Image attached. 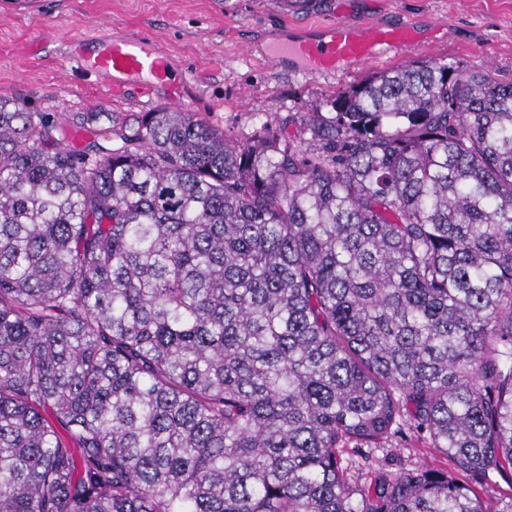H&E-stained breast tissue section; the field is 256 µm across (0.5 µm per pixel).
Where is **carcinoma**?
Here are the masks:
<instances>
[{
    "label": "carcinoma",
    "mask_w": 512,
    "mask_h": 512,
    "mask_svg": "<svg viewBox=\"0 0 512 512\" xmlns=\"http://www.w3.org/2000/svg\"><path fill=\"white\" fill-rule=\"evenodd\" d=\"M512 471V83L412 62L246 139L0 99V512H485ZM354 446L350 444L346 447L344 458L353 461V465L355 462L356 468L352 469L351 474L359 485H364L369 481L371 472L379 469L400 472L427 466L455 475L450 459L433 448L426 434H418L406 425L402 426V432L396 434L384 450L366 447L357 449ZM485 502L488 512H495L498 501L502 497L512 495V474L508 470L503 473L492 472L489 477L466 480Z\"/></svg>",
    "instance_id": "cac0c4a2"
}]
</instances>
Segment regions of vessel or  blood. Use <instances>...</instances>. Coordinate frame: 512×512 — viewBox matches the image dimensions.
<instances>
[{"mask_svg":"<svg viewBox=\"0 0 512 512\" xmlns=\"http://www.w3.org/2000/svg\"><path fill=\"white\" fill-rule=\"evenodd\" d=\"M428 38L411 25L355 27L344 21L325 26L312 35L275 43L269 59L279 65L297 63L303 76L333 75L353 63H366L391 52L422 47ZM65 54L74 68L104 80L113 93L139 84L156 89L173 66L172 57L154 40L140 34H86L71 40Z\"/></svg>","mask_w":512,"mask_h":512,"instance_id":"b4317fda","label":"vessel or blood"}]
</instances>
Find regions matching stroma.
<instances>
[{"mask_svg":"<svg viewBox=\"0 0 512 512\" xmlns=\"http://www.w3.org/2000/svg\"><path fill=\"white\" fill-rule=\"evenodd\" d=\"M336 19L355 25L410 22L423 29L443 25L448 34L333 78L303 77L267 61L269 48L288 32ZM94 28L141 33L175 55L171 81L187 86L178 109L239 136L302 111L307 101L413 61L457 62L512 81V0H322L304 12L285 10L280 0H0V97L61 121L72 112L169 106L166 93L147 96L132 88L117 95L71 71L65 43ZM345 458L355 462L361 485L380 469H453L426 435L409 428L383 449L347 446Z\"/></svg>","mask_w":512,"mask_h":512,"instance_id":"obj_1","label":"stroma"}]
</instances>
